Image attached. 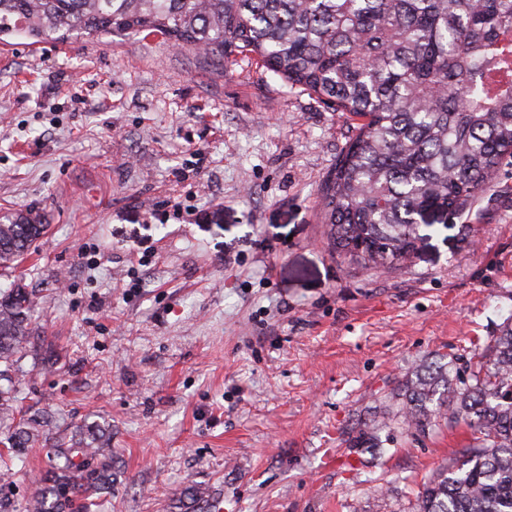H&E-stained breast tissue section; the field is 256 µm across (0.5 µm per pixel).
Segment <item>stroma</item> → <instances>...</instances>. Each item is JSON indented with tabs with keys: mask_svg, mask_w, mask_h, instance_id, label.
<instances>
[{
	"mask_svg": "<svg viewBox=\"0 0 512 512\" xmlns=\"http://www.w3.org/2000/svg\"><path fill=\"white\" fill-rule=\"evenodd\" d=\"M357 118L256 58L158 38L0 45V217L46 234L0 290L33 294L20 404L110 432L95 512H413L473 429L379 431L427 357L475 359L512 324V158L396 268L336 255L321 189ZM46 449L11 455L14 512ZM208 502L209 492L207 489L190 487L180 497L177 508L184 512H205L208 509Z\"/></svg>",
	"mask_w": 512,
	"mask_h": 512,
	"instance_id": "1",
	"label": "stroma"
}]
</instances>
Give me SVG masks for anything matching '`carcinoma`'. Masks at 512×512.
<instances>
[{
    "label": "carcinoma",
    "mask_w": 512,
    "mask_h": 512,
    "mask_svg": "<svg viewBox=\"0 0 512 512\" xmlns=\"http://www.w3.org/2000/svg\"><path fill=\"white\" fill-rule=\"evenodd\" d=\"M158 37L206 56L258 58L291 86L363 119L323 192L334 251L385 268L416 250L423 212L463 210L512 158V0H0V44ZM47 225L0 221V270L13 268ZM32 298L0 292V446L51 447L61 463L28 512H89L87 492L112 487L106 428L71 435L51 414L20 416ZM391 410L359 445L398 427L444 422L477 433L460 459L426 483L415 512H512V324L465 368L423 360L391 396ZM209 492L190 487L181 512H206Z\"/></svg>",
    "instance_id": "1"
}]
</instances>
